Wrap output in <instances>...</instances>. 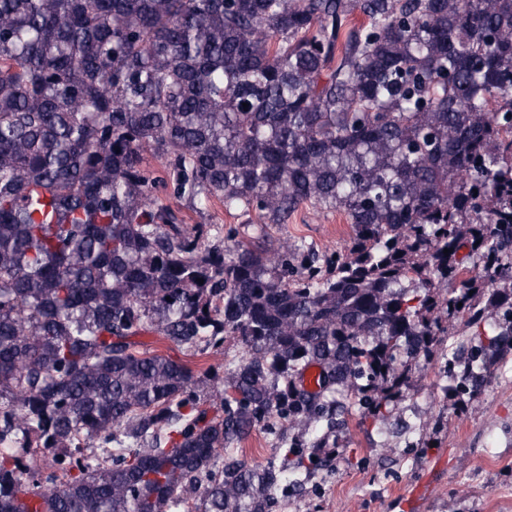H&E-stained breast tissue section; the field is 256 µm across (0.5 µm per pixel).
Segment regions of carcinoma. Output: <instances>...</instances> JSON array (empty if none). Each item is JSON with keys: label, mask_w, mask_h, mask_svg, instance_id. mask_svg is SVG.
<instances>
[{"label": "carcinoma", "mask_w": 512, "mask_h": 512, "mask_svg": "<svg viewBox=\"0 0 512 512\" xmlns=\"http://www.w3.org/2000/svg\"><path fill=\"white\" fill-rule=\"evenodd\" d=\"M459 322L456 413L512 358V0H0V512H269ZM147 329L239 338L223 415ZM256 218L253 214H229L224 206L216 203L209 211H205L203 218L192 216L188 224H211L224 237L229 228L239 232L240 236H254L261 227L265 238L273 241V246L281 243L304 242L322 251H332L345 246L349 240L352 228L340 212H321L308 205H302L288 220V224H254ZM266 225V226H264ZM237 457L248 467H260L266 465L275 456L276 443L273 437L268 435L263 428L257 427L252 433L238 445Z\"/></svg>", "instance_id": "carcinoma-1"}]
</instances>
